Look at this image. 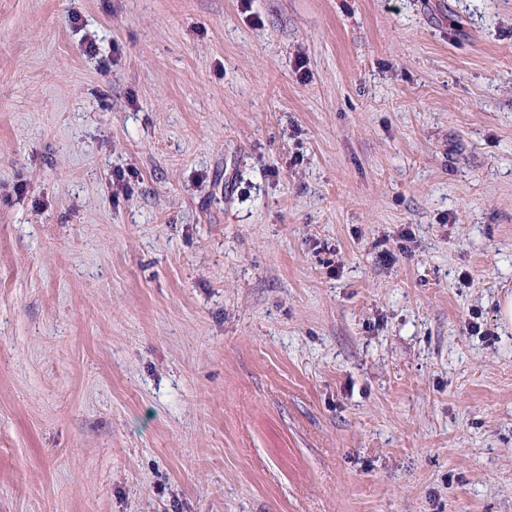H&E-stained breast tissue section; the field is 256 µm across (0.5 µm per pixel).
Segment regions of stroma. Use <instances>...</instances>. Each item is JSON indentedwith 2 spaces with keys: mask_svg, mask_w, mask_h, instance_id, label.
<instances>
[{
  "mask_svg": "<svg viewBox=\"0 0 512 512\" xmlns=\"http://www.w3.org/2000/svg\"><path fill=\"white\" fill-rule=\"evenodd\" d=\"M509 296L512 0H0V512H512Z\"/></svg>",
  "mask_w": 512,
  "mask_h": 512,
  "instance_id": "obj_1",
  "label": "stroma"
}]
</instances>
